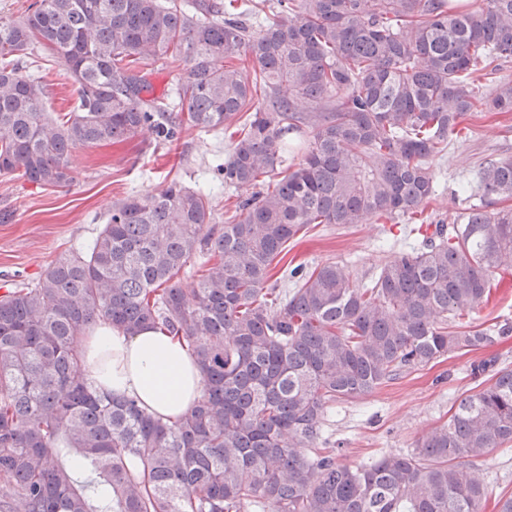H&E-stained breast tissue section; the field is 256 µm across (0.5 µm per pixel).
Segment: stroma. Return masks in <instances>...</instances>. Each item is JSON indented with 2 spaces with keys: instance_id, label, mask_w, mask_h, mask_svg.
I'll return each instance as SVG.
<instances>
[{
  "instance_id": "obj_1",
  "label": "stroma",
  "mask_w": 512,
  "mask_h": 512,
  "mask_svg": "<svg viewBox=\"0 0 512 512\" xmlns=\"http://www.w3.org/2000/svg\"><path fill=\"white\" fill-rule=\"evenodd\" d=\"M49 86L46 109L64 117L78 105V86L46 53L37 57ZM466 129L432 162L437 195L429 211L453 223L469 206L460 183L476 179L479 164L512 155V112H476ZM234 128L220 134L184 131L173 142L139 135L75 152L70 185L46 188L16 176H0V286L35 279L57 257L85 248L99 232L115 201L130 194L156 193L174 181L196 187L214 155L227 153ZM405 219L393 224L366 221L349 226L314 224L288 245V260L314 267L337 262L364 287L393 258V240H405ZM481 352L456 356L406 375L369 398L341 404L326 425L342 459L360 464L385 453L410 450L431 428L444 423L455 398L477 383L470 372ZM473 467L492 493H512V447L475 460Z\"/></svg>"
}]
</instances>
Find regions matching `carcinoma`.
Returning a JSON list of instances; mask_svg holds the SVG:
<instances>
[{"instance_id": "carcinoma-1", "label": "carcinoma", "mask_w": 512, "mask_h": 512, "mask_svg": "<svg viewBox=\"0 0 512 512\" xmlns=\"http://www.w3.org/2000/svg\"><path fill=\"white\" fill-rule=\"evenodd\" d=\"M256 32L219 0H35L0 19V175L72 181L73 154L149 134L240 123L209 167L226 187L263 186L210 224L209 195L173 181L129 195L85 251L0 294V512H512L470 462L512 443V369L486 379L414 448L350 466L325 436L337 403L512 335L463 325L512 269V156L480 164L479 202L400 251L367 288L346 266H271L311 224L421 216L430 161L471 112H512L474 74L512 57V0H277ZM51 51L78 84L76 111L47 112L48 85L20 59ZM180 61L174 97L147 67ZM309 102L313 112H300ZM306 138L283 167L288 135ZM205 257L186 287L179 276ZM185 340L203 396L168 423L76 378L98 324Z\"/></svg>"}]
</instances>
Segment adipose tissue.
Segmentation results:
<instances>
[{
    "mask_svg": "<svg viewBox=\"0 0 512 512\" xmlns=\"http://www.w3.org/2000/svg\"><path fill=\"white\" fill-rule=\"evenodd\" d=\"M82 376L117 398H134L164 420H179L202 397V375L192 350L162 330L128 335L109 325L79 342Z\"/></svg>",
    "mask_w": 512,
    "mask_h": 512,
    "instance_id": "ef3b65f1",
    "label": "adipose tissue"
}]
</instances>
